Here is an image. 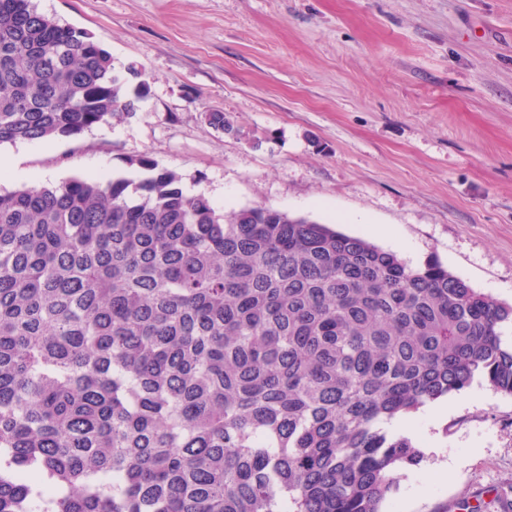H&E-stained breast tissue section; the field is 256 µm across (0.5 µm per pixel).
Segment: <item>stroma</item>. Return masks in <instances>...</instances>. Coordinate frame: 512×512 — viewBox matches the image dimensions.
I'll use <instances>...</instances> for the list:
<instances>
[{
	"mask_svg": "<svg viewBox=\"0 0 512 512\" xmlns=\"http://www.w3.org/2000/svg\"><path fill=\"white\" fill-rule=\"evenodd\" d=\"M142 69L134 116L0 145L19 178L139 182L147 157L217 211L269 206L512 304V0H35ZM219 110L231 134L206 124ZM405 433L386 512H512V397L474 381Z\"/></svg>",
	"mask_w": 512,
	"mask_h": 512,
	"instance_id": "1",
	"label": "stroma"
}]
</instances>
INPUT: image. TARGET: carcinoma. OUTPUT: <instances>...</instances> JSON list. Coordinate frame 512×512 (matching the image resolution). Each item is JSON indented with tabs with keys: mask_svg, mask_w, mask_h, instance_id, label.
<instances>
[{
	"mask_svg": "<svg viewBox=\"0 0 512 512\" xmlns=\"http://www.w3.org/2000/svg\"><path fill=\"white\" fill-rule=\"evenodd\" d=\"M148 93L88 32L0 0V144ZM137 165L0 194V512H383L424 460L386 424L477 378L512 396V304Z\"/></svg>",
	"mask_w": 512,
	"mask_h": 512,
	"instance_id": "carcinoma-1",
	"label": "carcinoma"
}]
</instances>
